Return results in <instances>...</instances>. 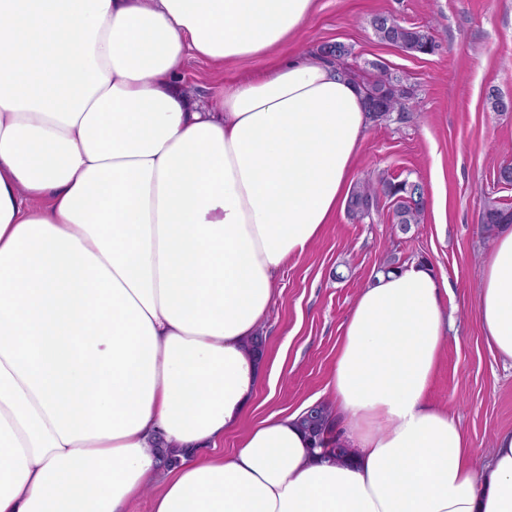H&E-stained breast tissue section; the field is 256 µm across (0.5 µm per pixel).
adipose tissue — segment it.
Returning <instances> with one entry per match:
<instances>
[{"label": "adipose tissue", "instance_id": "obj_1", "mask_svg": "<svg viewBox=\"0 0 512 512\" xmlns=\"http://www.w3.org/2000/svg\"><path fill=\"white\" fill-rule=\"evenodd\" d=\"M315 6L0 0V512H131L148 488L151 512H512V429L476 468L430 397L451 285L425 263L375 274L342 326L349 461L315 458L299 412L243 425L270 375L246 343L370 125L338 66L282 51ZM189 56L266 67L203 102ZM477 300L512 362V224Z\"/></svg>", "mask_w": 512, "mask_h": 512}]
</instances>
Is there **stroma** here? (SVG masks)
<instances>
[{"instance_id":"obj_1","label":"stroma","mask_w":512,"mask_h":512,"mask_svg":"<svg viewBox=\"0 0 512 512\" xmlns=\"http://www.w3.org/2000/svg\"><path fill=\"white\" fill-rule=\"evenodd\" d=\"M378 13L427 30L436 53L411 56L379 41L370 25ZM328 41L350 44L356 69L381 63L400 76L417 111L405 123L370 125L357 178L420 180L428 206L423 223L407 232L392 224L385 202L365 224L337 212L304 255L282 269L263 325L274 373L258 388L246 423L326 400L341 327L361 288L386 259L400 266L425 261L452 286V328L430 396L460 421L477 464H485L496 434L512 429V364L487 347L476 302L492 248L480 224L484 199L512 206V185L496 181L499 168L512 165V112L492 111L486 100L492 87L512 97V0H317L289 47L313 52ZM261 66L240 62L224 76L246 77ZM183 75L199 96L224 77L196 58Z\"/></svg>"}]
</instances>
